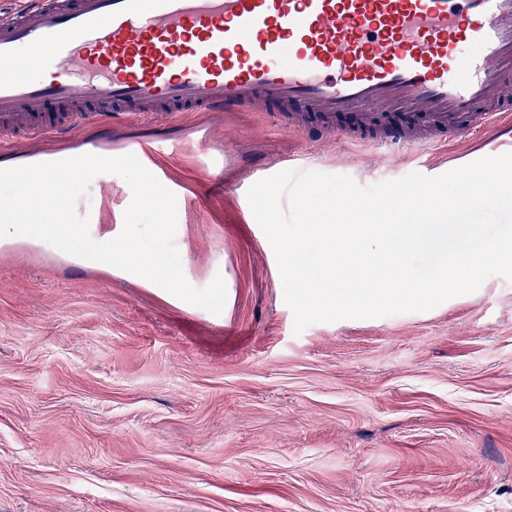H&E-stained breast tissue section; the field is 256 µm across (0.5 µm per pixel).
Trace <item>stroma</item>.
I'll list each match as a JSON object with an SVG mask.
<instances>
[{
    "label": "stroma",
    "mask_w": 512,
    "mask_h": 512,
    "mask_svg": "<svg viewBox=\"0 0 512 512\" xmlns=\"http://www.w3.org/2000/svg\"><path fill=\"white\" fill-rule=\"evenodd\" d=\"M357 113L141 115L60 140L0 129V166L86 149L157 161L198 197L174 243L215 315L38 239L0 242V512H512V281L425 312L318 322L294 334L273 249L248 199L291 169L360 185L442 174L483 143L417 155L355 142ZM122 183L77 206L122 225Z\"/></svg>",
    "instance_id": "obj_1"
}]
</instances>
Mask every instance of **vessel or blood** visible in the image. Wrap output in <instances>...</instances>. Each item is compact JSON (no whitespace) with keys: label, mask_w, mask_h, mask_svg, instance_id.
<instances>
[{"label":"vessel or blood","mask_w":512,"mask_h":512,"mask_svg":"<svg viewBox=\"0 0 512 512\" xmlns=\"http://www.w3.org/2000/svg\"><path fill=\"white\" fill-rule=\"evenodd\" d=\"M507 71L512 0H21L0 20V124L57 136L60 113L265 100L420 108L469 140L512 120Z\"/></svg>","instance_id":"vessel-or-blood-1"}]
</instances>
